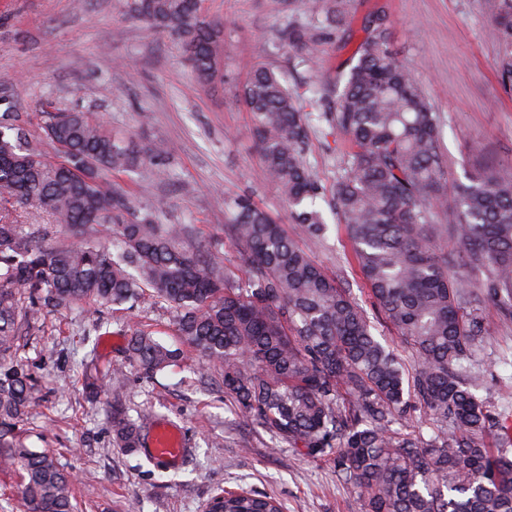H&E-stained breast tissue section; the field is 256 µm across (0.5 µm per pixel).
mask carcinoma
Wrapping results in <instances>:
<instances>
[{"label":"carcinoma","instance_id":"obj_1","mask_svg":"<svg viewBox=\"0 0 512 512\" xmlns=\"http://www.w3.org/2000/svg\"><path fill=\"white\" fill-rule=\"evenodd\" d=\"M480 6L498 31L496 66L511 92L512 0ZM127 12L175 36L200 83L222 80L224 32L204 14L203 0H127ZM348 22L347 0H325L321 19L290 23L280 38L314 64ZM363 32L356 60L336 77V95L309 87L306 111L274 69L256 65L241 101L265 175L299 230L324 236L328 210L345 226L374 322L338 275L251 196L224 200L233 212L224 233L239 248L241 272L195 242L191 225L157 223L153 208L135 206L112 180L116 172L163 178L162 143L145 154L89 112L52 101L21 112L0 99V473L16 476L26 512L77 509L74 475L19 435L35 390L19 358L21 340L48 310L147 301L175 310L185 348L140 326L128 329L127 360L142 377L194 355L221 367L224 394L268 447L328 461L359 494L362 512H512V423L489 419L475 395L478 376H464L484 335L470 309L483 296L512 308V177L479 174L448 184L440 115L390 50L384 8L369 15ZM35 119L42 136L33 141ZM315 120L344 137L329 184L307 161ZM44 143L56 157L46 156ZM20 209L46 212L67 242L51 244L46 224L18 223ZM448 211L455 224L434 223ZM109 224L107 247L93 232ZM450 229L461 243L456 259L434 246ZM455 268L484 274L483 294ZM378 323L412 351L413 376L376 334ZM125 386V368L113 367L112 443L135 455L155 413L129 415ZM416 403L435 426L427 438L403 428ZM492 430L494 449L486 442ZM205 512H283V504L241 484L216 489Z\"/></svg>","mask_w":512,"mask_h":512}]
</instances>
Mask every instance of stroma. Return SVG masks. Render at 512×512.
Masks as SVG:
<instances>
[{
    "instance_id": "1",
    "label": "stroma",
    "mask_w": 512,
    "mask_h": 512,
    "mask_svg": "<svg viewBox=\"0 0 512 512\" xmlns=\"http://www.w3.org/2000/svg\"><path fill=\"white\" fill-rule=\"evenodd\" d=\"M323 0H293L291 13H273L267 0H204L206 14L224 27V80L203 86L178 41L132 18L124 0H0V86L11 90L24 110L45 101L94 113L116 134L140 149L163 141L165 178L118 180L136 204L156 207L162 224H188L196 241L215 247L225 263L238 264L236 244L224 234L232 215L225 198L251 195L287 231L296 225L267 183L238 89L253 65L279 71L290 88L319 84L334 89L362 34L367 16L384 7L392 20L390 48L417 78L441 116V148L449 182L487 172L512 175V94L501 88L496 30L479 0H349L350 31L337 33L321 63L299 64L279 39L288 20L316 17ZM308 160L325 181L336 173L339 133L313 128ZM297 245L363 305L371 299L353 261V247L340 224L326 239L296 235ZM485 333L471 367L482 383L477 391L490 416H512V319L486 302L477 310ZM173 311L164 304L44 312L21 356L39 391L21 425L32 448L55 452L76 476L79 512H203L219 488L245 484L277 495L285 512H362L350 486L336 479L323 460L288 450L270 452L265 440L225 396L219 368L194 357L155 378L129 370L125 404L129 413L152 407L157 422L181 428L189 454L154 477L145 456L113 448L106 398L89 399L80 382L91 371L109 385L113 364L122 362L125 336L119 324L153 329L177 343Z\"/></svg>"
}]
</instances>
